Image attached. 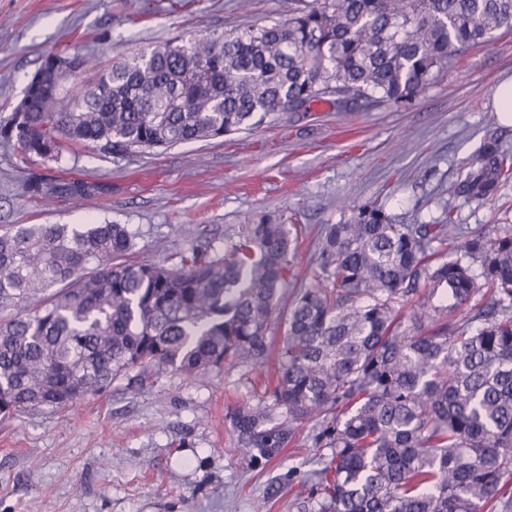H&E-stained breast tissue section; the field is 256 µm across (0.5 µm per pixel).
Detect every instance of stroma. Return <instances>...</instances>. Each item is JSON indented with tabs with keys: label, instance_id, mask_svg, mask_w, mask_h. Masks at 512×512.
<instances>
[{
	"label": "stroma",
	"instance_id": "35a3bbf8",
	"mask_svg": "<svg viewBox=\"0 0 512 512\" xmlns=\"http://www.w3.org/2000/svg\"><path fill=\"white\" fill-rule=\"evenodd\" d=\"M283 0H0V117L10 115L49 53L109 61L175 33L216 36L271 23ZM512 78V31L464 52L409 108L341 111L326 102L279 112L224 137L108 155L75 145L23 162L0 142V227L123 224L137 260L180 265L193 246L223 249L247 219L305 228L289 276L310 285L315 233L368 204L398 224L452 209L462 232L512 230V180L492 201L458 195L489 130L512 152V123L494 98ZM32 177L98 184L95 195L47 205ZM254 373L227 365L201 377L167 370L70 409L0 422V512H315L298 498L327 449L304 425L273 455L239 447L234 417L260 405Z\"/></svg>",
	"mask_w": 512,
	"mask_h": 512
}]
</instances>
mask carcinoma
<instances>
[{
  "instance_id": "1",
  "label": "carcinoma",
  "mask_w": 512,
  "mask_h": 512,
  "mask_svg": "<svg viewBox=\"0 0 512 512\" xmlns=\"http://www.w3.org/2000/svg\"><path fill=\"white\" fill-rule=\"evenodd\" d=\"M501 29H512V0H306L283 21L206 39L181 33L108 65L77 54L72 86L33 90L27 111L0 119V140L26 161L72 143L133 154L318 101L409 108ZM511 176L512 154L491 133L458 194L491 201ZM91 189L24 187L39 199ZM453 228L451 216L395 224L360 206L323 228L314 284L291 296L293 240L268 216L223 253L205 244L179 267L136 260L123 224L0 230V417L61 410L166 369L260 372L278 311L286 332L272 403L238 412L242 447L268 455L313 423L315 446L331 450L314 487L301 485L317 512H508L512 233H477L450 251ZM479 291L485 309L472 316Z\"/></svg>"
}]
</instances>
